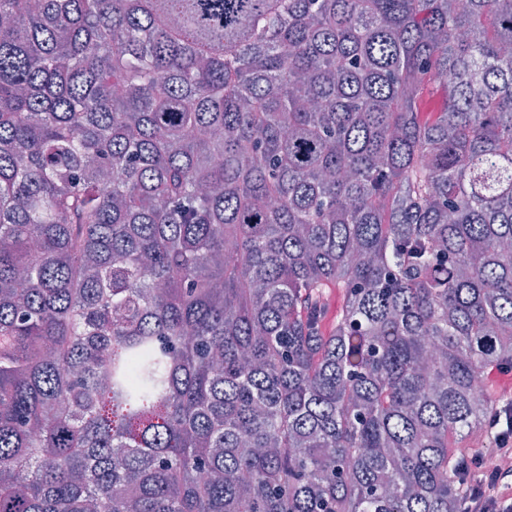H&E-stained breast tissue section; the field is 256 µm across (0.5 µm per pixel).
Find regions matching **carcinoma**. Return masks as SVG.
Listing matches in <instances>:
<instances>
[{"instance_id": "cac0c4a2", "label": "carcinoma", "mask_w": 512, "mask_h": 512, "mask_svg": "<svg viewBox=\"0 0 512 512\" xmlns=\"http://www.w3.org/2000/svg\"><path fill=\"white\" fill-rule=\"evenodd\" d=\"M492 368L512 0H0V512H459Z\"/></svg>"}]
</instances>
